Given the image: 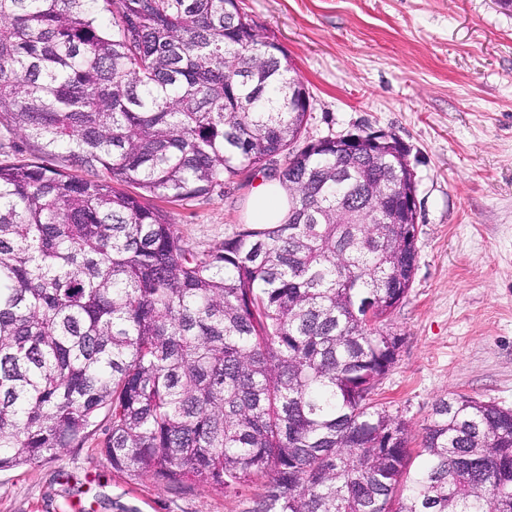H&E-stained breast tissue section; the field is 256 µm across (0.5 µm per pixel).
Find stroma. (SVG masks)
I'll return each mask as SVG.
<instances>
[{
	"mask_svg": "<svg viewBox=\"0 0 512 512\" xmlns=\"http://www.w3.org/2000/svg\"><path fill=\"white\" fill-rule=\"evenodd\" d=\"M287 52L313 109L307 135L395 134L416 174L418 262L385 328L403 338L376 400L419 447L434 403L512 408V8L500 0H239ZM262 172L166 205L203 251L248 221ZM106 420L80 448L0 470V512H250L239 497L115 471Z\"/></svg>",
	"mask_w": 512,
	"mask_h": 512,
	"instance_id": "stroma-1",
	"label": "stroma"
}]
</instances>
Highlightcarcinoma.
Instances as JSON below:
<instances>
[{
  "label": "carcinoma",
  "instance_id": "obj_1",
  "mask_svg": "<svg viewBox=\"0 0 512 512\" xmlns=\"http://www.w3.org/2000/svg\"><path fill=\"white\" fill-rule=\"evenodd\" d=\"M306 94L237 0H0V127L33 154L0 162V470L81 447L104 411L112 469L263 478L250 512H512V409L440 398L415 452L373 399L416 225L337 220L366 181L393 206L409 185L395 156L338 183L336 142L299 151ZM274 161L288 220L211 250L146 202Z\"/></svg>",
  "mask_w": 512,
  "mask_h": 512
}]
</instances>
